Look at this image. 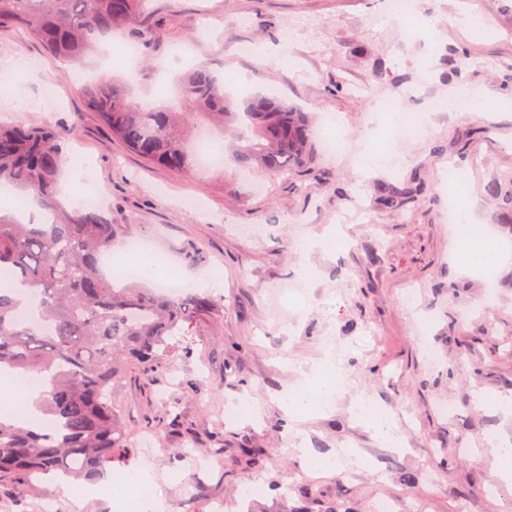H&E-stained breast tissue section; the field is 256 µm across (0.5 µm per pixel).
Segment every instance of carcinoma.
Segmentation results:
<instances>
[{"label":"carcinoma","mask_w":512,"mask_h":512,"mask_svg":"<svg viewBox=\"0 0 512 512\" xmlns=\"http://www.w3.org/2000/svg\"><path fill=\"white\" fill-rule=\"evenodd\" d=\"M144 0H0V28L21 27L53 56L79 61L116 28L126 31L140 57L156 62L163 24L144 25ZM132 80L99 71L83 85L88 109L112 134L148 161L194 175V131L211 125L229 140L237 168L280 174L313 158L312 126L305 112L261 93L243 98L227 91L206 67L177 86L181 111L142 106L131 97ZM64 154L48 128L0 126V184L30 194L48 220L22 224L0 215V276L38 291V325L19 318L18 303L0 293V369L47 377L40 410L58 426L0 420V477L62 474L96 481L114 462L135 455L136 443L112 408V383L132 363L161 366L177 336L193 335L213 302L199 295L172 298L132 284L116 288L100 271L119 226L96 208L64 207L58 199ZM488 195L512 233V173L492 180ZM407 186L384 187L382 204L398 210Z\"/></svg>","instance_id":"1"}]
</instances>
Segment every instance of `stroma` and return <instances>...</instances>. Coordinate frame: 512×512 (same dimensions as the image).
<instances>
[{
  "label": "stroma",
  "mask_w": 512,
  "mask_h": 512,
  "mask_svg": "<svg viewBox=\"0 0 512 512\" xmlns=\"http://www.w3.org/2000/svg\"><path fill=\"white\" fill-rule=\"evenodd\" d=\"M418 9L431 27L424 39L409 38L384 0H148L145 23H168L160 76L128 71L102 49L68 63L26 30L0 29V58L33 64L18 81L24 109H1L0 121L79 125L63 151L83 157L121 240L151 239L191 292L214 300L169 365L129 367L112 387L125 424L156 440L129 465L152 463L164 512H183L188 488L192 512H210L218 500L236 512L256 482L260 512H279L288 485L295 512H374L382 499L395 512H512V485L495 479L488 444L512 439V414L489 402L512 393V263L490 278L460 269V229L448 220L443 180L457 169L477 227L512 240L487 193L494 177L512 171V0H480L476 13L470 0H418ZM466 52L473 65L452 74L453 57ZM105 64L133 79V98L148 104L159 102V83L176 88L202 66L233 79L246 73L257 90L305 107L312 126L338 116L345 150L315 144L314 165L262 174L260 194L229 168L189 177L157 167L86 109L80 86ZM49 85L60 100L51 112L42 106ZM434 100L466 108L433 113ZM384 102L403 115L429 112V128L394 146L397 168L365 176L357 154L378 147ZM413 180L420 192L400 210L384 209L380 186ZM188 195L201 210L182 207ZM342 213L343 247H320ZM305 239L315 248L302 250ZM330 348L344 391L331 408L289 413L283 396ZM164 389L179 399L168 415L157 400ZM361 395L385 408L401 447L373 438L355 408ZM244 398L251 413L225 419ZM188 440L204 470L179 458ZM326 458L335 469L317 471ZM49 503L57 512H110L95 496L73 506L52 482L0 480V512H44Z\"/></svg>",
  "instance_id": "stroma-1"
}]
</instances>
